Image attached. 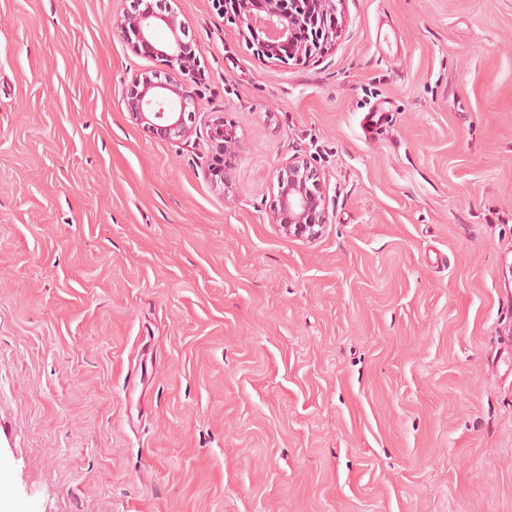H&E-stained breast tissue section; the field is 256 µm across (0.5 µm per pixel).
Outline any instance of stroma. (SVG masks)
Listing matches in <instances>:
<instances>
[{"label": "stroma", "mask_w": 512, "mask_h": 512, "mask_svg": "<svg viewBox=\"0 0 512 512\" xmlns=\"http://www.w3.org/2000/svg\"><path fill=\"white\" fill-rule=\"evenodd\" d=\"M126 7L0 0V512H512V0H341L301 64L176 0L174 140ZM113 25L124 33L137 54L166 67L132 76L126 96L132 119L160 138L185 137L196 110L189 89L199 82L202 71L191 43L182 41L178 34L179 30L186 35V30L171 1L131 0L130 9L114 19ZM278 207L274 219L288 236L316 239L328 224L326 194L317 170L305 160L288 159L276 170Z\"/></svg>", "instance_id": "obj_1"}]
</instances>
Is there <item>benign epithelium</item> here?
Masks as SVG:
<instances>
[{
    "mask_svg": "<svg viewBox=\"0 0 512 512\" xmlns=\"http://www.w3.org/2000/svg\"><path fill=\"white\" fill-rule=\"evenodd\" d=\"M224 22L247 29L257 57L306 62L336 37V0H211ZM132 49L162 63L163 70L134 74L126 96L132 119L154 135L183 138L196 110L192 84L202 71L171 0H130V8L113 20ZM278 207L274 219L288 236L316 239L328 223L326 194L317 170L305 160L290 159L276 170Z\"/></svg>",
    "mask_w": 512,
    "mask_h": 512,
    "instance_id": "1",
    "label": "benign epithelium"
}]
</instances>
